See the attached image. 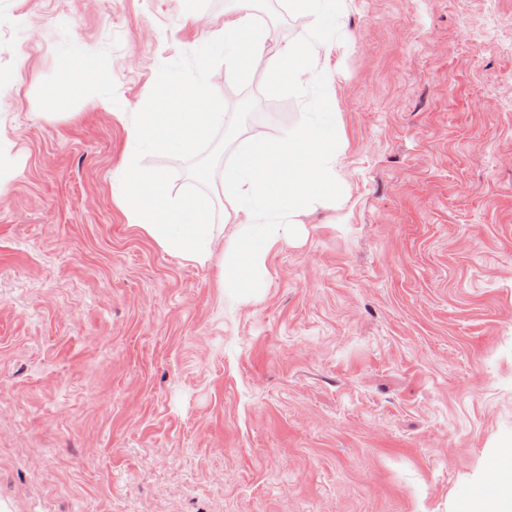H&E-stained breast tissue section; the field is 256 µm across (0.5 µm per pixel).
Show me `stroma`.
I'll return each mask as SVG.
<instances>
[{"instance_id":"1","label":"stroma","mask_w":512,"mask_h":512,"mask_svg":"<svg viewBox=\"0 0 512 512\" xmlns=\"http://www.w3.org/2000/svg\"><path fill=\"white\" fill-rule=\"evenodd\" d=\"M225 9L0 0V512H468L512 443V0H347L337 22L257 0L271 55L347 32L346 147L342 205L271 247L251 298L112 189L119 113ZM210 83L256 98L245 139L315 102L284 59Z\"/></svg>"}]
</instances>
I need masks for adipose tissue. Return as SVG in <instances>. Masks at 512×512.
Segmentation results:
<instances>
[{
    "label": "adipose tissue",
    "instance_id": "obj_1",
    "mask_svg": "<svg viewBox=\"0 0 512 512\" xmlns=\"http://www.w3.org/2000/svg\"><path fill=\"white\" fill-rule=\"evenodd\" d=\"M210 43L228 50L231 61L244 69H273L267 37L257 26L246 0H239L222 27L211 31ZM304 51L288 48L294 85L320 86L319 111L306 113L277 143L251 142L234 163L220 172L231 209L224 214L233 232L222 252H215L216 227L202 216L199 203L180 195L158 192L159 172L128 160L115 190L129 224L164 251L186 261L217 265L220 286L236 297L259 295L267 280V257L272 245L298 231L303 216L336 205L333 189L341 185L345 142L339 114L332 108L333 74L303 62ZM281 159L270 167L265 156ZM498 493L476 499L472 512H512V448L498 453L493 474Z\"/></svg>",
    "mask_w": 512,
    "mask_h": 512
}]
</instances>
